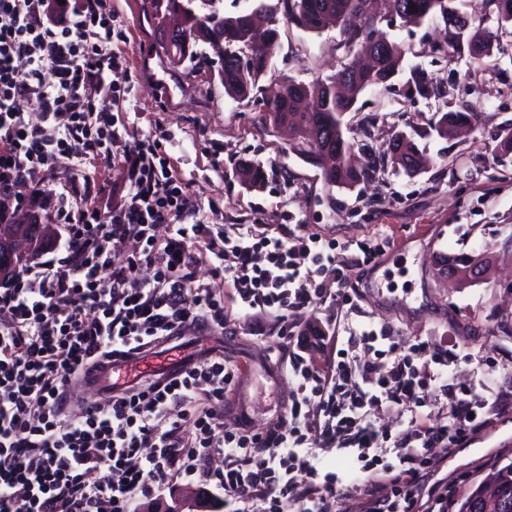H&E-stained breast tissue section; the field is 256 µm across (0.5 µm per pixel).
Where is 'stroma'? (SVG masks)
Masks as SVG:
<instances>
[{"mask_svg":"<svg viewBox=\"0 0 512 512\" xmlns=\"http://www.w3.org/2000/svg\"><path fill=\"white\" fill-rule=\"evenodd\" d=\"M471 23L481 24L490 41L483 59L445 52L448 25L441 16L418 25L398 17L378 27L406 50L400 71L387 83L361 92L344 116L354 151L369 160L396 134L413 137L430 159L411 175L385 167L354 187L324 181L320 169L297 152L287 130L266 125L262 100L284 77L308 83L336 72L346 60L338 28L313 34L280 21V39L267 73L249 97L228 95L216 77L214 52L198 63H172L162 50L155 22L143 0H104L112 17V47L123 64L111 74L119 98L96 99V109L118 115L128 133L160 139L175 174L190 183L216 230L319 235L336 246L346 267L345 282L327 278L328 293L339 285L355 291L353 305L316 310L332 314L338 327L385 329L392 336L446 338L459 357L448 369V386L480 379L486 392L512 388V152L501 149L512 136V23L489 19L485 0H453ZM436 77L440 94L408 98L412 68ZM475 112L479 123L468 134L439 136L443 113ZM260 164L262 187L243 185L241 162ZM53 183H78L88 198L101 186L126 182L119 161L96 158L82 167L57 163ZM474 253L488 258L487 280L452 285L435 263L440 255ZM223 332H200L165 346L160 362L201 363L217 357L236 365L253 362L248 429L262 431L279 418L295 381L274 317L246 318L225 300ZM484 353L498 364L477 374L471 356ZM512 459V416L498 420L459 445L443 462L449 477L479 480L488 457Z\"/></svg>","mask_w":512,"mask_h":512,"instance_id":"obj_1","label":"stroma"}]
</instances>
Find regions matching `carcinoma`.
I'll return each mask as SVG.
<instances>
[{"label":"carcinoma","mask_w":512,"mask_h":512,"mask_svg":"<svg viewBox=\"0 0 512 512\" xmlns=\"http://www.w3.org/2000/svg\"><path fill=\"white\" fill-rule=\"evenodd\" d=\"M452 0H401L399 18L405 24H419L441 14L448 22V46L461 51L460 30L468 22L451 6ZM215 0H144V7L157 20L161 47L171 61L195 59L197 46H209L219 57L218 77L231 95L246 97L257 88L266 73L265 48L279 37V18L283 15L297 28L321 33L337 26L344 35L345 47L352 59L336 73L310 83L294 79L282 85L276 99L263 101L264 119L272 125H288L301 138L298 151L308 155L311 163L322 171L327 183L352 187L372 176L378 167L392 161L413 173L427 159L414 140L404 134L395 135L386 147L374 153L372 165L356 167L350 163L353 143L344 130V114L353 110L358 95L366 88L386 84L398 70L405 55L404 48L387 41L383 67L373 72L359 63V58L385 38L377 27L388 9V0H276L273 5L258 4L250 13L225 17L213 9ZM489 14L499 23H512V0H488ZM177 29L171 28L173 19ZM466 45L473 57L490 50L488 39L477 30L466 32ZM435 93L434 78L415 69L408 81V96L429 97ZM473 119L469 112H446L437 131L447 136ZM241 181L250 188L261 187L264 172L258 164L246 163L239 169ZM470 255L441 257V262L465 280ZM460 512H512V462L483 474L473 489L461 492Z\"/></svg>","instance_id":"carcinoma-1"}]
</instances>
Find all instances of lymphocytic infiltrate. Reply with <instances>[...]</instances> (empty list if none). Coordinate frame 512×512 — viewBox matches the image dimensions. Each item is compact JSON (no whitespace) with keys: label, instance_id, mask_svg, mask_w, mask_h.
I'll use <instances>...</instances> for the list:
<instances>
[{"label":"lymphocytic infiltrate","instance_id":"lymphocytic-infiltrate-1","mask_svg":"<svg viewBox=\"0 0 512 512\" xmlns=\"http://www.w3.org/2000/svg\"><path fill=\"white\" fill-rule=\"evenodd\" d=\"M111 42L101 0H0V222L50 211L63 227L51 259L34 254L0 287V512H136L178 476L214 484L226 512H336L347 488L317 466L330 450L359 465L360 512H452L454 484L429 478L452 445L512 413V390L459 385L432 421L423 401L454 350L370 327L335 336L330 323L309 321L327 302L319 278L339 270L334 244L214 232L160 140L127 139L112 112L94 108L114 93L108 76L121 59ZM116 146L127 175L120 194L88 206L78 186L46 187L56 163L78 167ZM207 253L243 314L303 323L286 337L296 388L285 422L225 430L224 398L240 372L221 358L66 412L68 385L97 358L223 331L227 298L194 282ZM145 265L151 277H140ZM328 340L332 360L319 355ZM382 405L400 416L398 431L371 421ZM189 407L196 434L186 441L178 431ZM214 455L223 471L202 470ZM103 466L111 479L89 482Z\"/></svg>","mask_w":512,"mask_h":512}]
</instances>
